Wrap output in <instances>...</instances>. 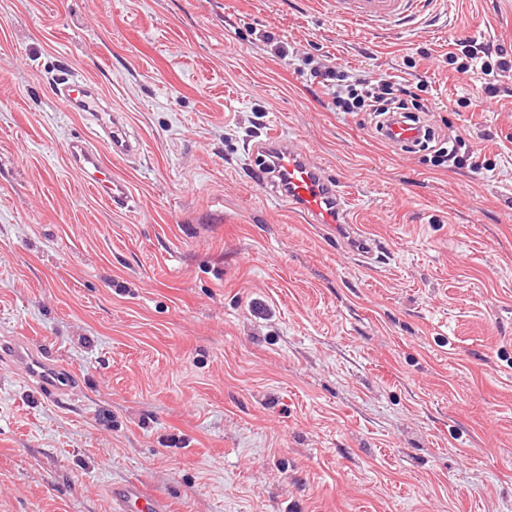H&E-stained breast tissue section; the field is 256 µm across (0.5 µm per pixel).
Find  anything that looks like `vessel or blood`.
Masks as SVG:
<instances>
[{
  "mask_svg": "<svg viewBox=\"0 0 512 512\" xmlns=\"http://www.w3.org/2000/svg\"><path fill=\"white\" fill-rule=\"evenodd\" d=\"M328 2L340 21L377 30L413 23L419 18L426 0ZM56 89L71 111L90 114L97 130L108 139L113 153L130 156L138 151L139 142L127 134L123 115L112 111L93 82L81 77L68 78L60 81ZM251 153L264 165L260 187L266 196L287 202L292 213L301 215L308 223L321 225L326 235L343 233L351 251L365 258L372 257L375 248L372 237L353 225L347 231H340V221L348 214L346 200L336 182L309 160L303 148L271 132L253 145ZM69 162L88 188L112 209L128 208L132 199L128 183L112 174L96 149L72 142ZM8 351L25 377L37 382L48 399L56 401L69 394L72 388L69 375L48 359L29 351L20 342L9 345ZM112 499L113 512H168L164 498L148 494L135 483L113 488Z\"/></svg>",
  "mask_w": 512,
  "mask_h": 512,
  "instance_id": "obj_1",
  "label": "vessel or blood"
}]
</instances>
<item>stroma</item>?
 I'll use <instances>...</instances> for the list:
<instances>
[{
    "instance_id": "1",
    "label": "stroma",
    "mask_w": 512,
    "mask_h": 512,
    "mask_svg": "<svg viewBox=\"0 0 512 512\" xmlns=\"http://www.w3.org/2000/svg\"><path fill=\"white\" fill-rule=\"evenodd\" d=\"M512 0H434L356 30L321 0H0V343L76 380L47 401L0 357V512H512ZM407 87L434 166L339 112L288 51ZM94 81L142 141L55 94ZM302 146L380 248L365 260L265 196L252 145ZM95 141L132 207L71 167ZM461 47L462 57L460 58L462 59V62L458 67V71L463 70L464 72H467L471 67L473 69L474 66L477 69L479 63L480 69L485 75L493 74L495 72L494 68H497V70L502 72L512 70V59L507 60L501 50L496 51L498 59L495 64L492 65L488 60L481 61L484 57H492L490 47L483 46L481 43L478 44L477 41L464 42ZM479 53H482L483 55L479 56ZM478 59H480V61H477ZM473 62H476V65L471 64ZM112 509L114 512H168L164 498L148 494L136 483L112 488Z\"/></svg>"
}]
</instances>
